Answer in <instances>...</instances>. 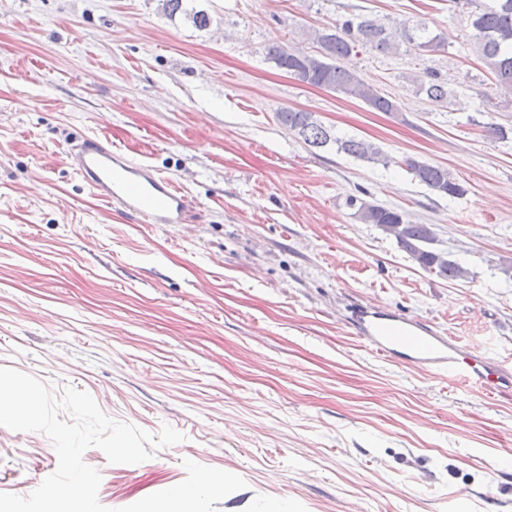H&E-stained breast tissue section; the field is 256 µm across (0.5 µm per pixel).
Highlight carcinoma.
Returning <instances> with one entry per match:
<instances>
[{
	"label": "carcinoma",
	"mask_w": 512,
	"mask_h": 512,
	"mask_svg": "<svg viewBox=\"0 0 512 512\" xmlns=\"http://www.w3.org/2000/svg\"><path fill=\"white\" fill-rule=\"evenodd\" d=\"M491 2L493 5L471 15L470 42L479 59L494 76L496 87L506 93L512 92V0ZM313 43L316 50L308 53L274 42L267 47L265 58L302 83L358 99L371 109L388 114L397 111L396 104L365 83L356 72L343 66L341 60L358 47H369L382 53L395 52L403 43L428 52L443 47L440 37L429 35L427 26L422 23L392 33L384 25L367 17L346 18L336 22L332 28L316 30ZM416 84L417 91L432 101H443L452 95L448 84L429 72ZM277 119L310 147L324 148L332 144L336 146V151L368 163L387 167L393 162L371 144L355 137L337 136L310 112L284 108L277 112ZM400 165L414 180L440 196L457 198L467 192L464 184L444 166L414 156L405 157ZM345 204L354 210V216L361 223L374 224L394 237L423 270L448 281L468 276L467 269L433 248L436 236L431 225L413 224L402 212L355 196L348 197Z\"/></svg>",
	"instance_id": "obj_1"
}]
</instances>
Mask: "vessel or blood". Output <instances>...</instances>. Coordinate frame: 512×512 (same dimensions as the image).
Here are the masks:
<instances>
[{"instance_id":"vessel-or-blood-1","label":"vessel or blood","mask_w":512,"mask_h":512,"mask_svg":"<svg viewBox=\"0 0 512 512\" xmlns=\"http://www.w3.org/2000/svg\"><path fill=\"white\" fill-rule=\"evenodd\" d=\"M69 153L77 173L105 203L146 224L182 223L188 201L180 189L109 139L82 137ZM354 321L375 352L395 364L445 372L457 387H476L490 395L512 388L511 374L469 354L455 337L381 311H359Z\"/></svg>"}]
</instances>
